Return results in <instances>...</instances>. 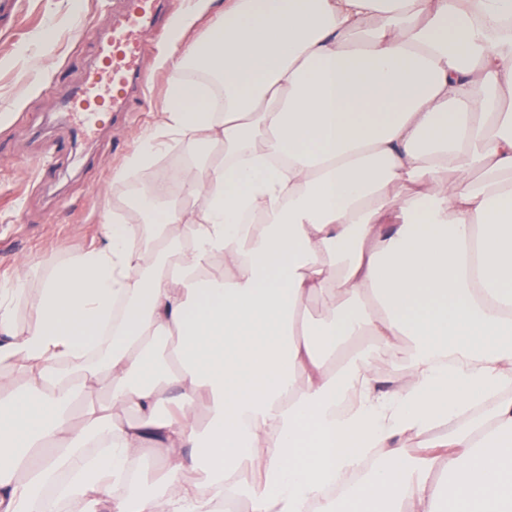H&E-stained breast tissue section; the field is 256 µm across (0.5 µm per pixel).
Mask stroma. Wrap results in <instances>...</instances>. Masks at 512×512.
<instances>
[{
  "label": "stroma",
  "instance_id": "obj_1",
  "mask_svg": "<svg viewBox=\"0 0 512 512\" xmlns=\"http://www.w3.org/2000/svg\"><path fill=\"white\" fill-rule=\"evenodd\" d=\"M210 7L185 32L149 41L143 68L145 101L108 115L102 131H76L63 112L59 89L82 85L96 63L97 37L112 24V0H24L12 34L0 36V280L27 273L17 303L19 323L34 315L43 279L68 256L101 244L102 226L125 212L121 170L141 137L154 131L166 107L167 76L178 41L205 35L217 19ZM52 27L54 47L40 84L28 80L37 34ZM65 141L55 155L51 144ZM51 162L53 172L37 180L34 166Z\"/></svg>",
  "mask_w": 512,
  "mask_h": 512
}]
</instances>
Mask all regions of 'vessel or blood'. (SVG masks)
<instances>
[{
	"label": "vessel or blood",
	"instance_id": "vessel-or-blood-1",
	"mask_svg": "<svg viewBox=\"0 0 512 512\" xmlns=\"http://www.w3.org/2000/svg\"><path fill=\"white\" fill-rule=\"evenodd\" d=\"M110 29L103 33L98 61L79 89L61 91L68 111L80 113L83 131L93 130L107 112L129 106L145 86L143 37L162 35L163 22H177L170 0H118ZM21 0H0V33L13 31L21 14Z\"/></svg>",
	"mask_w": 512,
	"mask_h": 512
}]
</instances>
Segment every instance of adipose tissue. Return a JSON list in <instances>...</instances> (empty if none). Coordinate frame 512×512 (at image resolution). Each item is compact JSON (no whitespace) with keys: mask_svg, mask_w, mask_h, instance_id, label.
Segmentation results:
<instances>
[{"mask_svg":"<svg viewBox=\"0 0 512 512\" xmlns=\"http://www.w3.org/2000/svg\"><path fill=\"white\" fill-rule=\"evenodd\" d=\"M171 70L184 201L132 197L26 326L0 284V512H512V0H224Z\"/></svg>","mask_w":512,"mask_h":512,"instance_id":"adipose-tissue-1","label":"adipose tissue"}]
</instances>
